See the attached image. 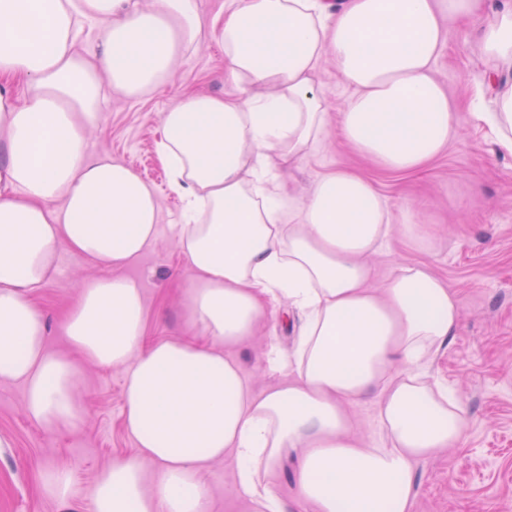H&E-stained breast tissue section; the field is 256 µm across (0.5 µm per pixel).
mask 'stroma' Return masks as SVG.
Returning <instances> with one entry per match:
<instances>
[{
	"instance_id": "stroma-1",
	"label": "stroma",
	"mask_w": 512,
	"mask_h": 512,
	"mask_svg": "<svg viewBox=\"0 0 512 512\" xmlns=\"http://www.w3.org/2000/svg\"><path fill=\"white\" fill-rule=\"evenodd\" d=\"M196 2L208 28L177 62L174 77L138 97L104 86L103 120L88 134L90 157L106 156L127 165L157 190L158 240L123 270L143 287L148 343L202 335L187 325L183 312L195 273L172 243L182 202L170 189L168 171L156 152L161 117L193 93L238 95L236 84L224 76L219 36L224 0ZM488 68L475 53L471 27L449 31L436 76L461 105L460 137L424 171H382L337 143L331 128L314 154L282 172L298 206L306 201L316 170L340 167L371 178L385 198L392 223L411 212L427 227L426 247L394 240L389 252L376 256L373 285L388 278L396 264L424 262L460 294L459 332L440 350L432 372L454 386L464 408L463 441L419 465L415 512H512V157L486 141L467 108L479 76ZM104 272V267L66 252L61 275L34 293L51 351L69 353L61 319L77 304L81 281ZM303 324L302 316L282 301L270 308L257 336L228 348V355L252 373L256 391L281 380L264 370V351L272 344L290 351ZM80 369L79 393L86 413L83 423L70 431H51L30 421L22 385L0 380V512H89L87 490L99 471L137 453L124 427L122 368L84 363ZM49 467L72 472L74 488L66 501L42 496L40 474ZM204 481L210 512H250L231 459L211 464Z\"/></svg>"
}]
</instances>
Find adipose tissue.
<instances>
[{
	"label": "adipose tissue",
	"mask_w": 512,
	"mask_h": 512,
	"mask_svg": "<svg viewBox=\"0 0 512 512\" xmlns=\"http://www.w3.org/2000/svg\"><path fill=\"white\" fill-rule=\"evenodd\" d=\"M100 20L105 36L84 41ZM459 24L476 28L479 55L512 65V0H225L224 66L241 94L187 96L156 144L183 203L174 243L195 272L186 320L208 340L147 345L142 287L122 270L157 241L156 193L130 168L89 159L87 133L104 85L138 96L170 80L205 21L196 0H0V380L23 384L28 418L59 431L83 421L79 360L123 368L138 452L98 474L90 512H210L203 473L229 453L253 512H414L417 464L463 439L462 408L430 372L457 334L460 297L421 262L371 288L372 258L422 233L411 217L391 223L371 179L320 171L296 209L281 171L325 131L327 57L351 91L338 115L346 145L393 173L440 156L460 128L433 71ZM484 81L492 107L477 97L472 108L512 155V81ZM65 251L110 270L63 322L71 357L48 349L31 300ZM281 297L304 328L292 353L269 345L266 369L289 379L257 393L224 350ZM358 405L376 412L374 447L355 436ZM286 448L297 454L287 501L264 481Z\"/></svg>",
	"instance_id": "adipose-tissue-1"
}]
</instances>
